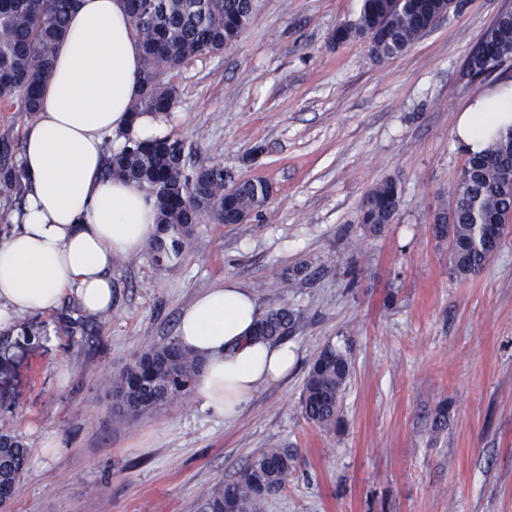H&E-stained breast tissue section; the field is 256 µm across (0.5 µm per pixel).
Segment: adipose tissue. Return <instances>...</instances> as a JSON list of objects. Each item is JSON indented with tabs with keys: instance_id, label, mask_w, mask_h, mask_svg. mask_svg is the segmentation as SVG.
<instances>
[{
	"instance_id": "adipose-tissue-1",
	"label": "adipose tissue",
	"mask_w": 512,
	"mask_h": 512,
	"mask_svg": "<svg viewBox=\"0 0 512 512\" xmlns=\"http://www.w3.org/2000/svg\"><path fill=\"white\" fill-rule=\"evenodd\" d=\"M143 55L125 0H79L68 18L40 112L26 126L21 167L26 193L0 237V331L16 316L57 310L65 299L96 318L112 309V270L157 233L143 184L106 177L104 141L149 140L161 117L133 115ZM512 128V83L473 98L455 135L468 155L487 151ZM263 311L250 289L227 279L182 312L180 343L205 362L195 384L204 409L231 419L259 386L288 376L297 352L254 338Z\"/></svg>"
}]
</instances>
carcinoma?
<instances>
[{
    "label": "carcinoma",
    "instance_id": "cac0c4a2",
    "mask_svg": "<svg viewBox=\"0 0 512 512\" xmlns=\"http://www.w3.org/2000/svg\"><path fill=\"white\" fill-rule=\"evenodd\" d=\"M77 0H0V112L40 110L41 89L52 74L56 47ZM455 6V0H362L357 19L336 27L338 43L364 40L379 60L403 55L430 29L432 21ZM129 22L140 43L144 69L141 93L133 114L167 115L177 90L162 80L164 73L206 53L233 46L247 27L252 0H126ZM512 56V13L500 15L466 68L478 79ZM124 147L109 157L107 177L144 184L155 197L158 234L149 244L162 266L189 245L194 225L211 218L238 224L262 208L271 187L262 180L229 186L218 164L196 166L187 160L183 145L169 137L148 142L125 135ZM512 130L484 154L472 156L463 168L448 206L433 214V232L451 241V263L463 278L480 274L512 233L503 218L512 210ZM16 145L0 138V208L21 203L23 172L15 162ZM400 192L386 180L364 198L361 221L377 232L398 213ZM302 313L288 305L273 307L257 322L254 335L270 342L291 336ZM201 371V360L170 338L142 353L112 378L113 411L122 419L154 413L190 392ZM347 357L328 346L310 364L304 380L303 416L332 431L340 424L339 403L348 381ZM27 450L9 429L0 430V485L20 481ZM296 459L286 448H274L253 459L241 476L205 494L199 512H264L272 496L288 485Z\"/></svg>",
    "mask_w": 512,
    "mask_h": 512
}]
</instances>
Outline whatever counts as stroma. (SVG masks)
Segmentation results:
<instances>
[{"instance_id":"stroma-1","label":"stroma","mask_w":512,"mask_h":512,"mask_svg":"<svg viewBox=\"0 0 512 512\" xmlns=\"http://www.w3.org/2000/svg\"><path fill=\"white\" fill-rule=\"evenodd\" d=\"M360 4L254 0L233 47L164 74L178 91L164 135L191 160L221 164L227 183L261 179L272 194L244 223L195 225L169 266L146 249L121 260L106 318L69 304L18 320L0 344V426L28 457L0 512H198L204 493L276 446L297 466L265 512H512V235L462 278L431 231L467 160L458 112L512 81V59L476 82L465 74L512 0H461L385 61L333 39ZM387 179L399 210L376 233L361 203ZM227 279L261 309L303 311L287 380L231 420L191 393L115 420L113 376L176 336L182 310ZM329 345L350 365L331 433L300 411L308 367ZM49 435L57 446L45 455Z\"/></svg>"}]
</instances>
